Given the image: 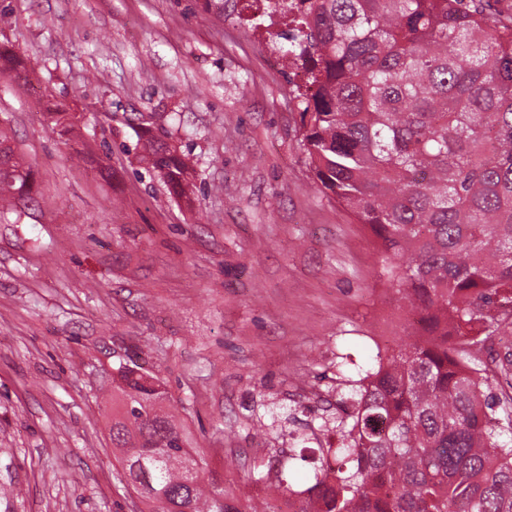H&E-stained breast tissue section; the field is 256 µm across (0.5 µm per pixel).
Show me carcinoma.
Segmentation results:
<instances>
[{
  "instance_id": "obj_1",
  "label": "carcinoma",
  "mask_w": 512,
  "mask_h": 512,
  "mask_svg": "<svg viewBox=\"0 0 512 512\" xmlns=\"http://www.w3.org/2000/svg\"><path fill=\"white\" fill-rule=\"evenodd\" d=\"M296 32L302 146L323 192L370 235L426 335L339 370L314 483L297 512H512V21L491 0H274ZM147 134L141 161L186 194L192 167ZM76 116L51 131L68 140ZM0 130V213L32 199ZM112 447L151 512H258L205 484L160 379L117 368Z\"/></svg>"
}]
</instances>
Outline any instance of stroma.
Wrapping results in <instances>:
<instances>
[{"label":"stroma","mask_w":512,"mask_h":512,"mask_svg":"<svg viewBox=\"0 0 512 512\" xmlns=\"http://www.w3.org/2000/svg\"><path fill=\"white\" fill-rule=\"evenodd\" d=\"M253 0H0V129L33 167L0 218V512H140L112 447V375L141 354L225 491L313 481L272 412L317 428L336 363L376 364L416 315L303 153L294 69ZM50 112L79 116L62 141ZM191 154L186 196L139 161L131 114Z\"/></svg>","instance_id":"obj_1"}]
</instances>
